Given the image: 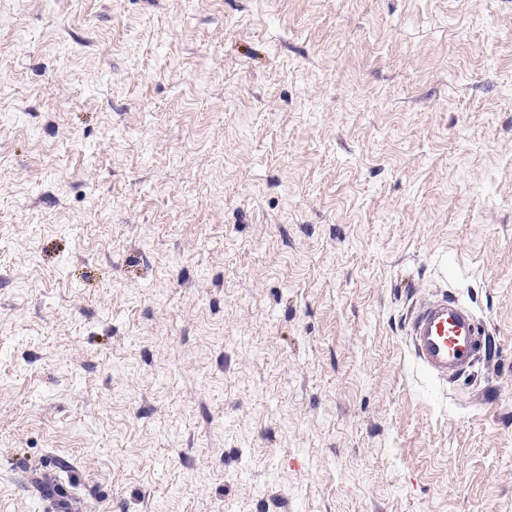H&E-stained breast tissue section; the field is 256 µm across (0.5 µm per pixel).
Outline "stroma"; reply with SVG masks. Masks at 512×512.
Listing matches in <instances>:
<instances>
[{
  "mask_svg": "<svg viewBox=\"0 0 512 512\" xmlns=\"http://www.w3.org/2000/svg\"><path fill=\"white\" fill-rule=\"evenodd\" d=\"M59 457L86 512H512V0H0V512ZM406 335L419 368L444 385L478 366L486 331L469 306L443 294L413 308Z\"/></svg>",
  "mask_w": 512,
  "mask_h": 512,
  "instance_id": "obj_1",
  "label": "stroma"
}]
</instances>
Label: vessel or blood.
<instances>
[{
    "mask_svg": "<svg viewBox=\"0 0 512 512\" xmlns=\"http://www.w3.org/2000/svg\"><path fill=\"white\" fill-rule=\"evenodd\" d=\"M406 334L416 364L443 385L477 367L485 346V330L473 310L447 295L416 305L409 314ZM27 486L39 496L56 498L60 512H82L81 500L60 483L54 467L28 475Z\"/></svg>",
    "mask_w": 512,
    "mask_h": 512,
    "instance_id": "obj_1",
    "label": "vessel or blood"
}]
</instances>
